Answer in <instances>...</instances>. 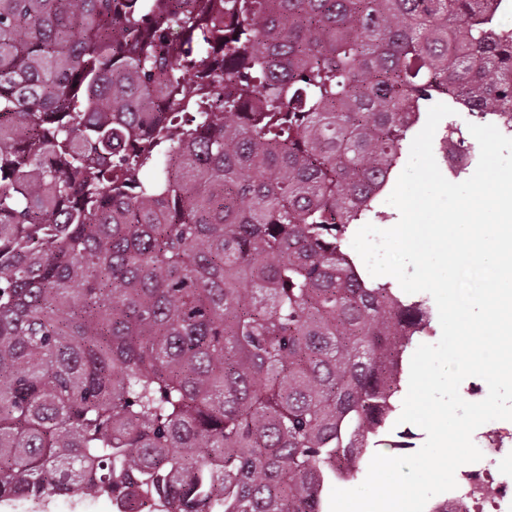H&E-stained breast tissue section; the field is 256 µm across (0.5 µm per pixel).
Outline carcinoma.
I'll return each mask as SVG.
<instances>
[{"mask_svg": "<svg viewBox=\"0 0 512 512\" xmlns=\"http://www.w3.org/2000/svg\"><path fill=\"white\" fill-rule=\"evenodd\" d=\"M507 0H0V501L324 512L425 304L342 249Z\"/></svg>", "mask_w": 512, "mask_h": 512, "instance_id": "1", "label": "carcinoma"}]
</instances>
